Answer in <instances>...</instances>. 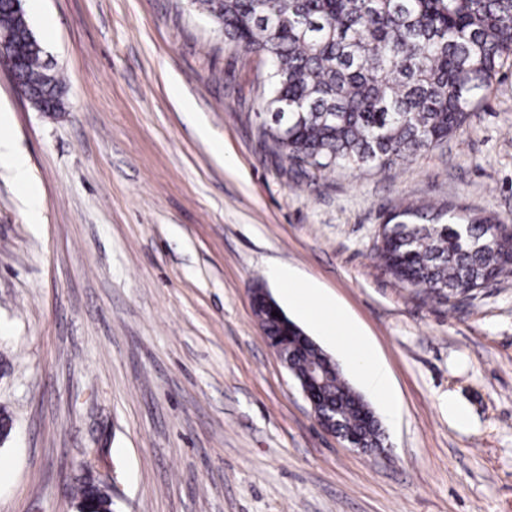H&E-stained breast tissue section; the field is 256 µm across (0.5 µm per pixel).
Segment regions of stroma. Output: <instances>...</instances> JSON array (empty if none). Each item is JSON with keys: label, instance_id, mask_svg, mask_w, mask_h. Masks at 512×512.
Instances as JSON below:
<instances>
[{"label": "stroma", "instance_id": "stroma-1", "mask_svg": "<svg viewBox=\"0 0 512 512\" xmlns=\"http://www.w3.org/2000/svg\"><path fill=\"white\" fill-rule=\"evenodd\" d=\"M62 82L41 112L0 65V115L44 206L0 165V512H512V277L453 304L383 271L401 202L512 228V65L464 131L384 170L298 184L261 135L268 65L192 0H39ZM206 126L201 139L196 126ZM295 271L390 372L386 434L325 433L250 303ZM104 480L85 481L78 488L80 512H112V500L102 489L106 487Z\"/></svg>", "mask_w": 512, "mask_h": 512}]
</instances>
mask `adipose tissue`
I'll use <instances>...</instances> for the list:
<instances>
[{
    "instance_id": "1",
    "label": "adipose tissue",
    "mask_w": 512,
    "mask_h": 512,
    "mask_svg": "<svg viewBox=\"0 0 512 512\" xmlns=\"http://www.w3.org/2000/svg\"><path fill=\"white\" fill-rule=\"evenodd\" d=\"M10 140L8 125L0 122V155L7 160L16 184L25 189V203L31 215H38L43 200L40 195L30 191L28 161L24 155L11 151ZM271 276L285 286L289 301L304 316L318 324L326 335L346 337V346L365 388L379 397H389L390 374L386 364L358 341L356 327L337 308L335 302L321 295L309 283L298 279L288 268H274Z\"/></svg>"
}]
</instances>
